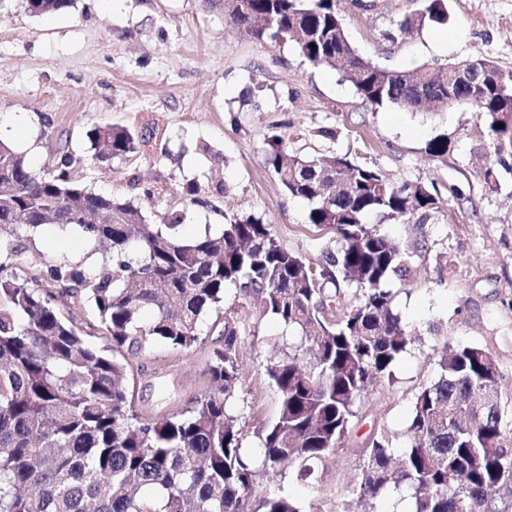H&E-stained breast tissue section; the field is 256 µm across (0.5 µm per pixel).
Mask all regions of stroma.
<instances>
[{"label":"stroma","mask_w":512,"mask_h":512,"mask_svg":"<svg viewBox=\"0 0 512 512\" xmlns=\"http://www.w3.org/2000/svg\"><path fill=\"white\" fill-rule=\"evenodd\" d=\"M357 0L336 5L353 46L389 70L422 64L438 67L470 57L493 60L512 74V0H445L448 18L428 22L390 41L394 21L420 0ZM25 118L0 140L25 154L38 172L53 171L62 148L77 164L74 179L92 191L129 200L150 223L181 220L183 237L249 216L307 262L324 260L336 247L333 229L309 224L306 201L288 195L268 173L264 151L272 136L289 154L349 155L379 169L390 181L426 186L439 207L410 223L382 229L421 253L413 277L396 287L395 307L420 337L393 366L380 394L363 399L364 417L347 437L327 480L309 488L291 475L260 480L248 500L262 512L267 494L287 492L303 512L336 503L363 512L352 492L362 446L373 423L402 434L414 391L434 376L437 326L448 341L488 348L512 391V173L489 191L479 168L485 125L465 105L431 112L395 105L372 108L340 70L307 62L291 41H255L227 23L222 0H74L46 16L27 13L22 0H0V116ZM152 124L158 145L122 160H95L89 133L106 126ZM445 138L444 155L426 153ZM202 204L190 203L189 185ZM32 245L44 254L79 260L93 248L81 230L42 227ZM450 265H443V257ZM224 315L256 325L242 334L236 413L243 445L275 419L278 395L265 374L263 337L281 335L273 318L227 288ZM208 345L180 352L156 344L135 355V408L155 419L185 411L192 397L209 392L204 373Z\"/></svg>","instance_id":"stroma-1"}]
</instances>
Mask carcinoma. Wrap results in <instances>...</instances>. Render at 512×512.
I'll list each match as a JSON object with an SVG mask.
<instances>
[{
	"label": "carcinoma",
	"instance_id": "1",
	"mask_svg": "<svg viewBox=\"0 0 512 512\" xmlns=\"http://www.w3.org/2000/svg\"><path fill=\"white\" fill-rule=\"evenodd\" d=\"M395 23L396 40L425 21H443V0ZM73 0H25L43 16ZM227 21L257 41L292 40L314 66H343V77L373 107L409 108L445 98L486 123L481 169L490 190L512 170V74L472 59L482 88L448 81L426 65L390 71L355 53L336 0H224ZM152 127L107 126L92 136L95 158L121 159L150 146ZM73 156L39 175L0 141V512H247L262 473H289L315 484L343 450L357 402L407 353L416 332L395 311L390 285L413 272L417 251L381 230L438 208L426 187L396 185L347 155L287 156L269 143L266 164L291 196L309 202L307 222L336 234V251L317 266L286 248L272 227L236 219L218 235L192 239L179 219L149 224L129 201L94 193L74 180ZM44 225L77 226L100 247L87 267L49 260L31 246ZM139 258H128L131 246ZM234 286L274 317L282 335L264 338L265 373L276 388V419L256 432L257 455L242 447L233 411L240 384L238 328L223 320ZM353 295H348V291ZM94 306L112 350L134 355L164 343L190 351L204 342L200 322L216 313L207 365L216 390L186 411L146 419L134 410L129 359L89 347L70 319ZM151 317L144 318L145 312ZM299 337L289 343L290 335ZM434 380L414 392L404 446L380 426L365 441L354 491L368 512L390 492L411 512H500L491 498L512 488V408L503 375L480 346L434 349ZM264 512H300L286 495L263 499Z\"/></svg>",
	"mask_w": 512,
	"mask_h": 512
}]
</instances>
